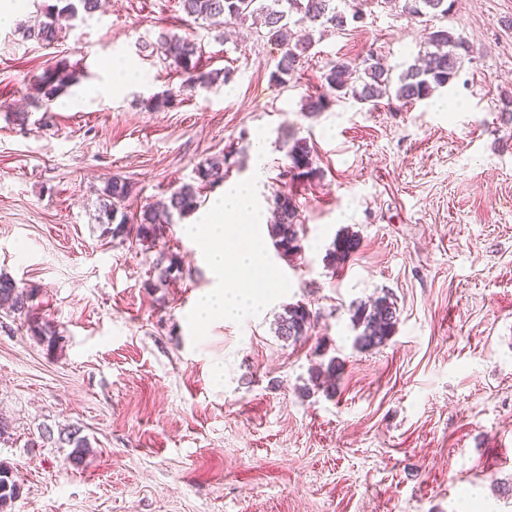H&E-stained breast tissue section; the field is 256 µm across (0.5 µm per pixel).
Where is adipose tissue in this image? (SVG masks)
Segmentation results:
<instances>
[{"label": "adipose tissue", "instance_id": "ef3b65f1", "mask_svg": "<svg viewBox=\"0 0 512 512\" xmlns=\"http://www.w3.org/2000/svg\"><path fill=\"white\" fill-rule=\"evenodd\" d=\"M255 217L254 186L240 183L225 190L192 225L221 282L200 300L197 319H238L260 305L264 293L256 286L257 276L265 271L267 260L262 247L249 237Z\"/></svg>", "mask_w": 512, "mask_h": 512}]
</instances>
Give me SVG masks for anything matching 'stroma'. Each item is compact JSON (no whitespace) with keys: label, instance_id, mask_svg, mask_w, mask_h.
<instances>
[{"label":"stroma","instance_id":"stroma-1","mask_svg":"<svg viewBox=\"0 0 512 512\" xmlns=\"http://www.w3.org/2000/svg\"><path fill=\"white\" fill-rule=\"evenodd\" d=\"M444 25L475 50L451 85L316 115L302 100L330 60L373 50L401 72L432 21L369 5L285 86L270 80L279 46L245 24L188 21L178 0H105L50 47L0 27V273L37 289L52 329L33 335L0 309V463L21 487L10 512H512V0H455ZM163 30L232 82L148 108L181 82ZM115 59L140 82L109 89ZM60 60L76 82L34 108ZM289 132L314 145L319 179L280 180ZM225 151L200 210L228 183L252 182L262 211L287 189L302 250L282 257L256 225L273 288L242 319L198 322L215 280L184 232L197 212L148 247L103 236L97 191L127 179L132 217ZM346 231L361 246L330 268ZM162 251L182 267L167 284ZM384 295L395 332L359 351L352 307ZM291 304L313 320L295 341L275 332ZM333 357L334 392L312 388V366ZM69 426L91 443L77 462L52 439Z\"/></svg>","mask_w":512,"mask_h":512}]
</instances>
